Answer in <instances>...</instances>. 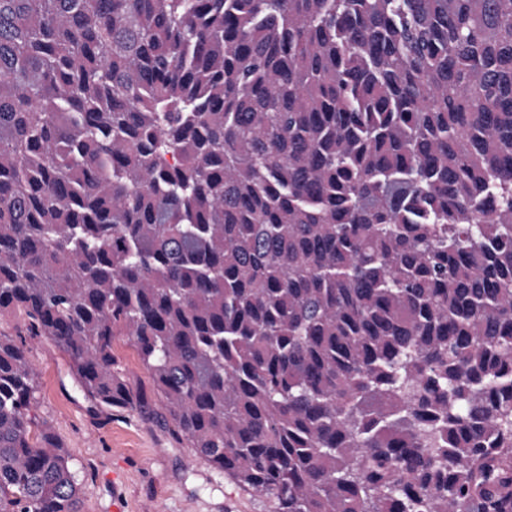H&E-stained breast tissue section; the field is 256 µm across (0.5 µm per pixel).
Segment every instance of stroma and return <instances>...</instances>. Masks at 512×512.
<instances>
[{
    "label": "stroma",
    "mask_w": 512,
    "mask_h": 512,
    "mask_svg": "<svg viewBox=\"0 0 512 512\" xmlns=\"http://www.w3.org/2000/svg\"><path fill=\"white\" fill-rule=\"evenodd\" d=\"M37 410L71 455L83 512H270L268 502L176 444L158 401L93 417L50 341L26 338Z\"/></svg>",
    "instance_id": "35a3bbf8"
}]
</instances>
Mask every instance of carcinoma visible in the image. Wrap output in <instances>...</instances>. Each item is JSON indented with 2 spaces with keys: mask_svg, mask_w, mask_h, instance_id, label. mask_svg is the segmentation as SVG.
Listing matches in <instances>:
<instances>
[{
  "mask_svg": "<svg viewBox=\"0 0 512 512\" xmlns=\"http://www.w3.org/2000/svg\"><path fill=\"white\" fill-rule=\"evenodd\" d=\"M271 512H512V0H0V317ZM0 331V512H81ZM115 349L128 382L134 388L149 392V376L134 349L127 344L124 338H120L117 341Z\"/></svg>",
  "mask_w": 512,
  "mask_h": 512,
  "instance_id": "obj_1",
  "label": "carcinoma"
}]
</instances>
